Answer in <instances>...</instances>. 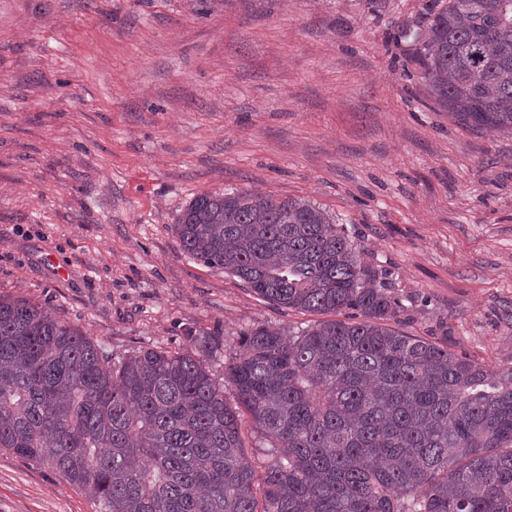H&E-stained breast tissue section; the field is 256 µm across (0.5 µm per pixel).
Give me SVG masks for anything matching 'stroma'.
I'll list each match as a JSON object with an SVG mask.
<instances>
[{
	"label": "stroma",
	"instance_id": "stroma-1",
	"mask_svg": "<svg viewBox=\"0 0 512 512\" xmlns=\"http://www.w3.org/2000/svg\"><path fill=\"white\" fill-rule=\"evenodd\" d=\"M426 0H0V294L113 354L294 331L184 253L173 224L225 190L343 225L404 331L512 367V135L434 107L412 54ZM0 512H96L0 451Z\"/></svg>",
	"mask_w": 512,
	"mask_h": 512
}]
</instances>
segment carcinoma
<instances>
[{
	"label": "carcinoma",
	"mask_w": 512,
	"mask_h": 512,
	"mask_svg": "<svg viewBox=\"0 0 512 512\" xmlns=\"http://www.w3.org/2000/svg\"><path fill=\"white\" fill-rule=\"evenodd\" d=\"M501 2L428 0L412 43L437 108L509 134ZM174 232L278 307L357 314L287 337L252 328L220 381L215 343L114 357L0 295V448L59 472L98 512H512V369L392 325L397 302L331 214L225 191L191 200ZM246 416L269 448L259 471Z\"/></svg>",
	"instance_id": "1"
}]
</instances>
